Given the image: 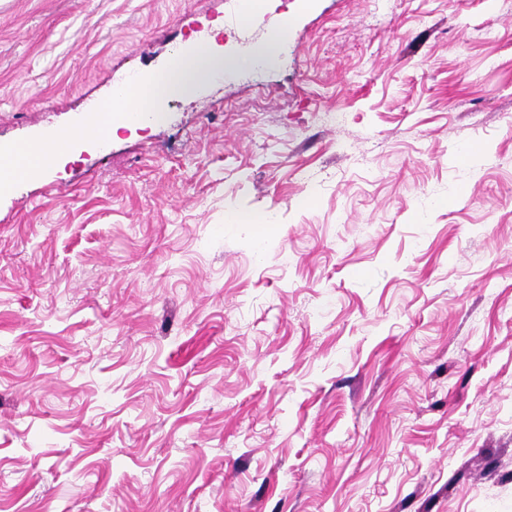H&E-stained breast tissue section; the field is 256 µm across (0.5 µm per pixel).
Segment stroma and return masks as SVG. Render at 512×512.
<instances>
[{
  "label": "stroma",
  "mask_w": 512,
  "mask_h": 512,
  "mask_svg": "<svg viewBox=\"0 0 512 512\" xmlns=\"http://www.w3.org/2000/svg\"><path fill=\"white\" fill-rule=\"evenodd\" d=\"M232 5L0 0V144ZM266 16L0 198V512H512V0Z\"/></svg>",
  "instance_id": "stroma-1"
}]
</instances>
